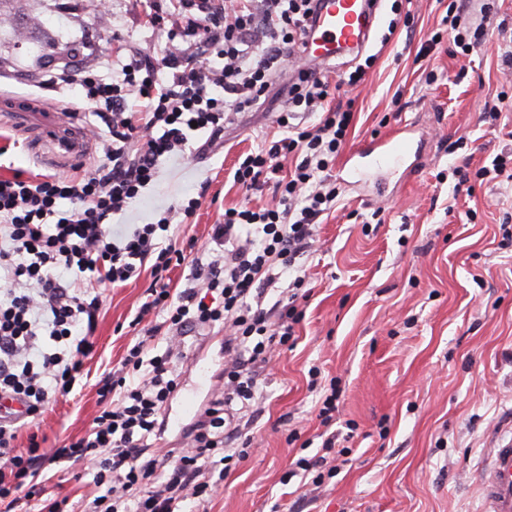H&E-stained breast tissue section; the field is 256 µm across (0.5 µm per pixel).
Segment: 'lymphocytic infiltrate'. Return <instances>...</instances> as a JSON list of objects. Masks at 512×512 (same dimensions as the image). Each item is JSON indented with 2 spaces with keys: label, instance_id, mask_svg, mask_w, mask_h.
Segmentation results:
<instances>
[{
  "label": "lymphocytic infiltrate",
  "instance_id": "obj_1",
  "mask_svg": "<svg viewBox=\"0 0 512 512\" xmlns=\"http://www.w3.org/2000/svg\"><path fill=\"white\" fill-rule=\"evenodd\" d=\"M139 0L154 27L174 18L161 58L138 56L104 78L72 64L47 68L40 87L81 90L108 137L94 170L0 177V396L20 400L24 416H0V512L40 498V512H66V500L43 498L46 466L85 461L99 493L89 512H179L212 486L206 465L230 464L226 449L253 438L234 420L263 390L257 369L294 335L306 274L300 256L313 251L319 219L336 207L331 168L348 142L351 114L329 107L328 75L303 54L316 0ZM293 70L279 115L289 136L239 162L233 182L258 191L275 182L272 203L225 208L210 243L197 246L169 233L200 206L189 198L150 224L115 232L125 213L155 183L161 160L184 154L191 130L220 137L233 114L259 104L272 74ZM317 114L310 125L295 114ZM151 269L144 302L130 328L145 326L120 367L96 383L98 411L86 433L46 453L37 433L26 451L17 440L27 419L69 395L94 351L101 291ZM193 270L192 285L173 286L171 272ZM290 288L266 304L279 276ZM224 333V390L187 432L185 448L158 447V425L179 388L177 361L189 331Z\"/></svg>",
  "mask_w": 512,
  "mask_h": 512
}]
</instances>
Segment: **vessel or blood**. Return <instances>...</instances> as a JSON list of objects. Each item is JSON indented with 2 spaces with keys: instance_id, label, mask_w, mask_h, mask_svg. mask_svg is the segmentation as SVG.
Wrapping results in <instances>:
<instances>
[{
  "instance_id": "b4317fda",
  "label": "vessel or blood",
  "mask_w": 512,
  "mask_h": 512,
  "mask_svg": "<svg viewBox=\"0 0 512 512\" xmlns=\"http://www.w3.org/2000/svg\"><path fill=\"white\" fill-rule=\"evenodd\" d=\"M374 14L370 0H321L308 38V54L327 61L334 58L339 47L352 52L364 49L371 39ZM33 113L40 116L42 125L62 130L65 143L59 148L61 155L72 163H81L91 149L89 142L66 131L60 113L38 101L29 102L14 117L21 122ZM409 151V138L399 132L377 146L355 148L352 154L358 158L370 156L375 163L388 164L402 162ZM480 490L486 512H512V437L493 449Z\"/></svg>"
}]
</instances>
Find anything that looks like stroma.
<instances>
[{"label":"stroma","instance_id":"35a3bbf8","mask_svg":"<svg viewBox=\"0 0 512 512\" xmlns=\"http://www.w3.org/2000/svg\"><path fill=\"white\" fill-rule=\"evenodd\" d=\"M383 0L377 30L364 52L340 55L332 78L346 77L376 56L353 91L356 128L348 146L377 142L406 129L414 139L410 168L357 185H343L335 212L318 228L317 251L301 257L312 285L293 340L261 369L265 398L250 417L254 443L245 460L186 512H483L477 477L498 434L512 431V187L478 183L454 195L450 166L470 158L490 165L512 151V76L501 69L496 36L469 55L451 54L448 39L420 53L446 14L445 0H411L412 25ZM0 100L41 99L83 126L88 102L79 91L40 89L45 65H63L67 51L101 74L132 55L162 57L167 32L151 27L137 0H0ZM430 68L439 80L419 79ZM281 80L264 103L232 117L219 143L192 133V152L165 160L157 182L124 215L122 224H148L186 197L201 196L191 223L171 226L178 239L207 244L212 225L243 194L228 180L239 157L260 148L275 131L284 106ZM504 93L509 112L494 121L486 99ZM0 175L64 172L45 132L21 129L0 110ZM477 212L467 222V209ZM151 281L142 271L106 289L83 376L72 393L42 416L44 450L88 429L97 411L94 385L124 355L120 334ZM223 334L193 331L185 339L181 389L167 404L162 445L176 448L185 421L182 397L211 399L214 384L198 386L190 358L219 373ZM336 390L330 428L336 475L304 492L295 462L319 453L318 417ZM86 465L67 463L45 485L46 496L67 498L84 512L95 494Z\"/></svg>","mask_w":512,"mask_h":512}]
</instances>
